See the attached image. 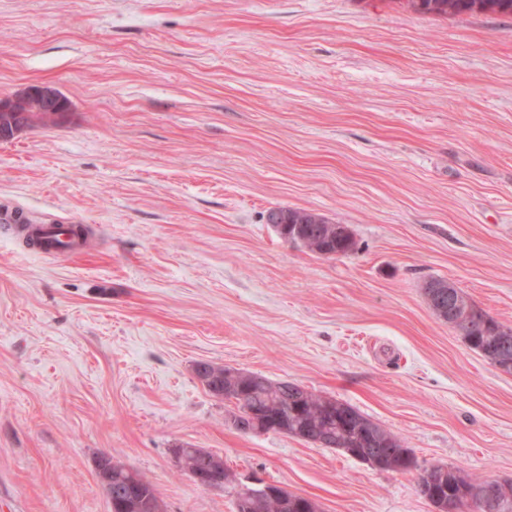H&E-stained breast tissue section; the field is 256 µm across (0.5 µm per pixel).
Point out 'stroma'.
Wrapping results in <instances>:
<instances>
[{"mask_svg": "<svg viewBox=\"0 0 512 512\" xmlns=\"http://www.w3.org/2000/svg\"><path fill=\"white\" fill-rule=\"evenodd\" d=\"M68 112L0 141V204L87 226L48 258L0 223V512H111L110 455L162 512L274 483L320 512H433L421 470L512 479V374L438 319L453 282L512 327V14L405 0H0V97ZM347 225L323 257L274 208ZM295 382L403 438L382 471L243 434L194 367ZM224 458L208 490L174 451ZM408 7L421 14L440 16L475 12L474 0H406ZM29 97L40 98L43 103L52 112H56L55 116H61L64 112L69 110V102L67 98L59 91L58 88L49 84L31 85L23 89L18 94L8 97L0 98V112H23L18 108L19 103L23 99ZM52 112H47L39 103H34L30 106L28 112L21 117L23 126L33 127L36 124H47L54 122L55 117Z\"/></svg>", "mask_w": 512, "mask_h": 512, "instance_id": "35a3bbf8", "label": "stroma"}]
</instances>
